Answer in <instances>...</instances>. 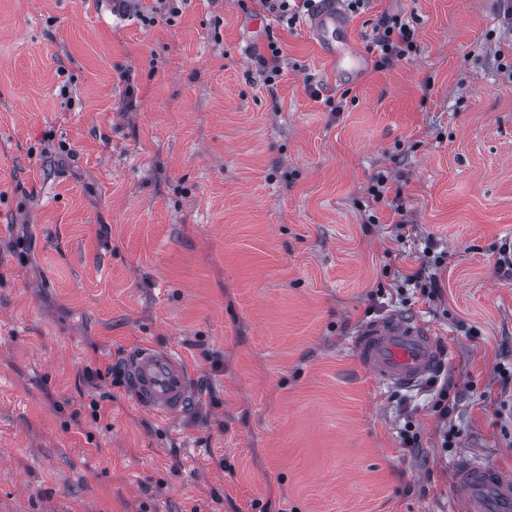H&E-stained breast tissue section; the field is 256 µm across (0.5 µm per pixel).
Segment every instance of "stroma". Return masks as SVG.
<instances>
[{"instance_id": "1", "label": "stroma", "mask_w": 512, "mask_h": 512, "mask_svg": "<svg viewBox=\"0 0 512 512\" xmlns=\"http://www.w3.org/2000/svg\"><path fill=\"white\" fill-rule=\"evenodd\" d=\"M385 15L415 47L381 67ZM349 19L360 78L237 0L149 27L111 0H0V512H454L458 453L512 469V24L500 0ZM425 263L435 301L393 281ZM393 312L447 352L409 390L353 348ZM143 341L190 366L178 419L84 376ZM282 48L277 42L271 40L267 44V55H258L256 57L257 64L261 67L262 72L265 73V84L269 89H274V85L278 82L281 76V56Z\"/></svg>"}]
</instances>
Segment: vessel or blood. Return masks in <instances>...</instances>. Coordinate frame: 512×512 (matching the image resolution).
Listing matches in <instances>:
<instances>
[{
	"label": "vessel or blood",
	"mask_w": 512,
	"mask_h": 512,
	"mask_svg": "<svg viewBox=\"0 0 512 512\" xmlns=\"http://www.w3.org/2000/svg\"><path fill=\"white\" fill-rule=\"evenodd\" d=\"M322 52L340 64L335 39L347 38L351 25L341 0H323L306 22ZM360 362L383 383L412 388L437 371L442 347L419 319L393 314L365 323L353 338ZM126 382L138 407L156 416L175 419L194 401L191 374L170 349L140 344L127 358ZM458 512H512V470L463 454L458 456L452 480Z\"/></svg>",
	"instance_id": "b4317fda"
}]
</instances>
